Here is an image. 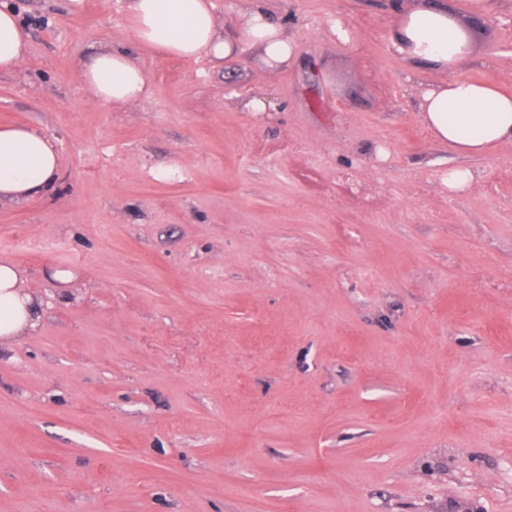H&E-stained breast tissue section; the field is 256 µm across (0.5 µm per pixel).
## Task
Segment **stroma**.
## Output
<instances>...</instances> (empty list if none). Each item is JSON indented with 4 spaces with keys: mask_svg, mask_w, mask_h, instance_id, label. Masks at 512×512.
Here are the masks:
<instances>
[{
    "mask_svg": "<svg viewBox=\"0 0 512 512\" xmlns=\"http://www.w3.org/2000/svg\"><path fill=\"white\" fill-rule=\"evenodd\" d=\"M417 2L265 0L287 64L142 53L118 108L75 62L131 46L129 0H0L27 32L0 126L60 158L0 205L44 301L0 344V512H512V144L423 127L449 74L391 43ZM434 3L471 29L454 74L512 92V0Z\"/></svg>",
    "mask_w": 512,
    "mask_h": 512,
    "instance_id": "1",
    "label": "stroma"
}]
</instances>
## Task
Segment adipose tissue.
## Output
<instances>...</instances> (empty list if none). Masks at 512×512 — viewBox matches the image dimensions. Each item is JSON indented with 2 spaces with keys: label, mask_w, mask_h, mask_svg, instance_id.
<instances>
[{
  "label": "adipose tissue",
  "mask_w": 512,
  "mask_h": 512,
  "mask_svg": "<svg viewBox=\"0 0 512 512\" xmlns=\"http://www.w3.org/2000/svg\"><path fill=\"white\" fill-rule=\"evenodd\" d=\"M129 20L134 48L108 45L81 59V78L98 103L125 107L142 97L148 77L136 58L147 51L159 58L217 59L234 55L238 41L222 35L212 0H131ZM239 29L268 65L288 62L295 41L253 0L238 18ZM392 42L403 60L449 71L447 82L422 91L417 110L434 138L458 154L471 156L512 144V95L494 85L456 76L471 53L469 27L454 13L422 0L400 17ZM26 35L15 12L0 8V71L17 69ZM59 177L53 139L27 126L0 129V202L52 193ZM41 299L30 290L23 268L0 264V339L34 331Z\"/></svg>",
  "instance_id": "1"
}]
</instances>
